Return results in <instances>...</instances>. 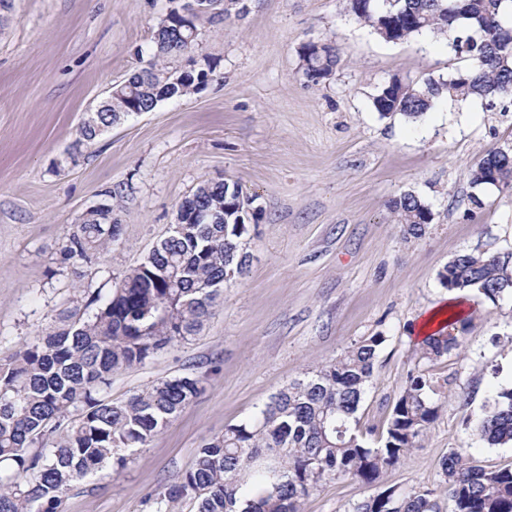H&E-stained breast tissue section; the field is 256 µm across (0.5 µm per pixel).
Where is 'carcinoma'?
<instances>
[{
	"mask_svg": "<svg viewBox=\"0 0 512 512\" xmlns=\"http://www.w3.org/2000/svg\"><path fill=\"white\" fill-rule=\"evenodd\" d=\"M170 2L171 21L157 23L150 60L112 86L94 122L81 124L80 143L96 141L134 108L151 111L199 91L198 72L176 82L167 65L192 49L177 27L196 30L202 20L222 21L231 10L238 17L249 13V0H211L208 9L184 16V0ZM346 8L387 41L443 36L466 62L464 69L426 78L403 94L396 84L384 86L373 98L381 115L397 112L416 121L444 98L480 99L503 111L512 104V0H347ZM299 55L312 84L330 79L340 60L328 43H306ZM469 179L474 187L496 181L512 188V162L502 149H491ZM240 195L238 186L224 184V220L173 225L104 303L89 300L98 305L93 315L35 337L0 362V463L12 468L11 475H0V512H62L69 486L105 469L119 472L127 453L148 445L197 397L204 380L191 374L161 379L124 401L99 394L113 375L199 334L224 300V275L246 273L251 225L236 223ZM109 197L115 204L89 211L74 226L62 262L91 263L120 239L112 211L124 195L116 188ZM390 208L401 231L414 238L432 221L429 205L412 192L394 198ZM439 279L450 290H476L495 304L512 295V252L460 253ZM465 327L466 319L454 320L422 340L377 446L369 445L357 412L386 341L379 333L280 389L252 420L203 441L192 467L166 488L164 499L173 505L191 500L196 512H300L301 500L327 479L375 483L436 420L439 382L424 365L456 349ZM476 435L491 447L512 445V386L496 393ZM441 470L454 512H512V467L486 469L466 449L453 448ZM351 512H441V506L433 490L389 487L357 500Z\"/></svg>",
	"mask_w": 512,
	"mask_h": 512,
	"instance_id": "1",
	"label": "carcinoma"
}]
</instances>
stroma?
I'll return each mask as SVG.
<instances>
[{
  "instance_id": "35a3bbf8",
  "label": "stroma",
  "mask_w": 512,
  "mask_h": 512,
  "mask_svg": "<svg viewBox=\"0 0 512 512\" xmlns=\"http://www.w3.org/2000/svg\"><path fill=\"white\" fill-rule=\"evenodd\" d=\"M168 0H12L0 25V362L62 317L89 316L176 222L204 180L224 178L253 200L247 272L226 285L204 329L113 376L116 402L157 380L205 376L201 394L120 473L74 484L63 512H161L157 494L188 470L203 439L251 420L270 396L361 337L386 341L358 411L380 435L413 367L421 315L448 294L439 273L462 252L512 251V190L486 188L473 207L469 171L493 147L512 150V111L442 100L418 121L376 112L392 79L448 76L462 62L443 37L390 42L345 0H251L247 16L201 23L196 59L215 65L202 91L161 102L74 150L79 126L150 49ZM334 43L333 77L307 82L299 49ZM123 188L119 241L93 263L62 262L75 224ZM412 192L433 220L419 238L393 221ZM457 349L430 365L443 383L438 417L379 481L322 482L301 512H349L386 488L441 490L442 459L468 449L478 464L512 466V447L475 426L512 384V297L467 294Z\"/></svg>"
}]
</instances>
